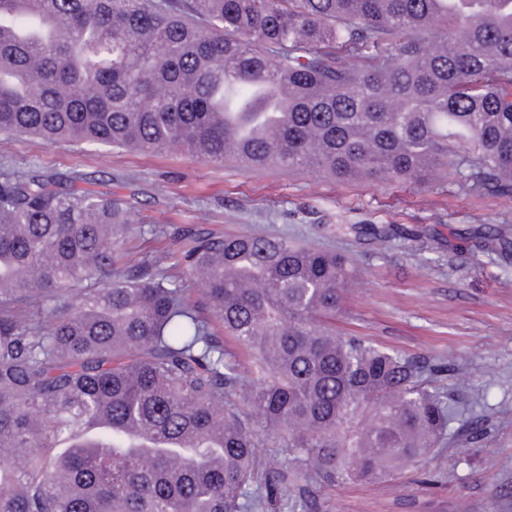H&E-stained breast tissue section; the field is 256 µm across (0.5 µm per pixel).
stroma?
<instances>
[{"label": "stroma", "mask_w": 512, "mask_h": 512, "mask_svg": "<svg viewBox=\"0 0 512 512\" xmlns=\"http://www.w3.org/2000/svg\"><path fill=\"white\" fill-rule=\"evenodd\" d=\"M30 167L74 173L77 188L127 202L143 227L138 254L176 251V226L206 224L285 234L349 257L358 276L343 292L337 328L426 362L453 358L447 384L457 417L482 416L485 433L473 440L449 429L429 461L430 484H414L406 471L340 485L323 494L322 512H401L409 497L424 512H512V258L477 251L466 236L481 224L512 225V196H470L442 171L422 186H346L283 170L246 175L183 153L0 135V172ZM358 223L399 232L379 250L345 232Z\"/></svg>", "instance_id": "35a3bbf8"}]
</instances>
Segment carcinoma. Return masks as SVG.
I'll list each match as a JSON object with an SVG mask.
<instances>
[{"mask_svg": "<svg viewBox=\"0 0 512 512\" xmlns=\"http://www.w3.org/2000/svg\"><path fill=\"white\" fill-rule=\"evenodd\" d=\"M0 133L510 195L512 0H0ZM178 234L131 261L122 200L0 175V512H319L445 444L454 359L337 330L348 257Z\"/></svg>", "mask_w": 512, "mask_h": 512, "instance_id": "carcinoma-1", "label": "carcinoma"}]
</instances>
